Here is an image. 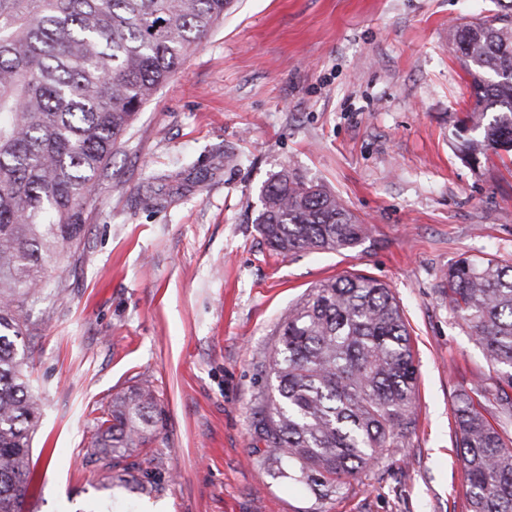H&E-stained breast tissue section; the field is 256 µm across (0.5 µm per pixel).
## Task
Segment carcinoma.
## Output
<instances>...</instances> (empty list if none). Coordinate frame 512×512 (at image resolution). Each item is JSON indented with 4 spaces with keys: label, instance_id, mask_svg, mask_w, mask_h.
I'll use <instances>...</instances> for the list:
<instances>
[{
    "label": "carcinoma",
    "instance_id": "1",
    "mask_svg": "<svg viewBox=\"0 0 512 512\" xmlns=\"http://www.w3.org/2000/svg\"><path fill=\"white\" fill-rule=\"evenodd\" d=\"M229 0H0V512H24L39 409L27 309L49 260L75 255L83 205L112 150ZM473 107L459 153H512V15L455 31ZM259 232L279 255L355 248L367 228L322 185L286 170L260 191ZM448 307L496 372L461 387L453 417L470 512H512V441L481 411L512 415V264L462 257L442 273ZM276 381L257 422L281 474L338 493L413 427L410 334L391 290L356 275L288 307L265 358ZM161 408L148 382L112 397L87 461L112 472L147 445Z\"/></svg>",
    "mask_w": 512,
    "mask_h": 512
}]
</instances>
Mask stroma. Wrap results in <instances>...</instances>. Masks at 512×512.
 I'll return each mask as SVG.
<instances>
[{
  "label": "stroma",
  "mask_w": 512,
  "mask_h": 512,
  "mask_svg": "<svg viewBox=\"0 0 512 512\" xmlns=\"http://www.w3.org/2000/svg\"><path fill=\"white\" fill-rule=\"evenodd\" d=\"M512 0H233L138 113L85 209L78 258L46 266L30 380L40 407L27 512H470L460 385L494 379L448 307L460 257L512 262V159L468 165L454 28ZM367 226L343 252L275 254L255 224L281 170ZM361 273L399 302L415 428L336 495L281 476L256 431L288 306ZM149 381L163 410L141 494L85 455L102 408Z\"/></svg>",
  "instance_id": "stroma-1"
}]
</instances>
